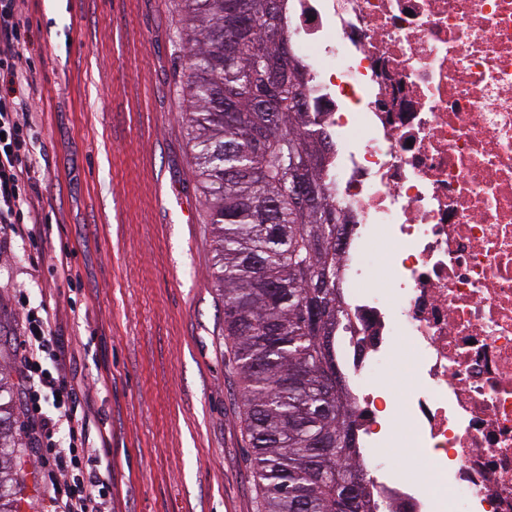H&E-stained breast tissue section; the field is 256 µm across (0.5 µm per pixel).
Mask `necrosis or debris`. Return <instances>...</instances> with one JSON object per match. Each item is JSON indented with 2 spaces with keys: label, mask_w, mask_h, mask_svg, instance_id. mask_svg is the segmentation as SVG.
Segmentation results:
<instances>
[{
  "label": "necrosis or debris",
  "mask_w": 512,
  "mask_h": 512,
  "mask_svg": "<svg viewBox=\"0 0 512 512\" xmlns=\"http://www.w3.org/2000/svg\"><path fill=\"white\" fill-rule=\"evenodd\" d=\"M284 24L334 142L338 354L371 501L512 512V0H289ZM402 360L397 400L370 379ZM386 445L422 466L391 470Z\"/></svg>",
  "instance_id": "1"
}]
</instances>
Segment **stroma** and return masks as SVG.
<instances>
[{
    "mask_svg": "<svg viewBox=\"0 0 512 512\" xmlns=\"http://www.w3.org/2000/svg\"><path fill=\"white\" fill-rule=\"evenodd\" d=\"M25 54L40 174L38 242L0 230V362L18 426L20 293L49 292L63 371L84 385L90 446L112 430V512H257L244 397L224 341L215 239L186 113L176 0H28ZM75 285L56 269L61 246ZM112 385L97 390L98 369ZM21 512H43L34 444Z\"/></svg>",
    "mask_w": 512,
    "mask_h": 512,
    "instance_id": "35a3bbf8",
    "label": "stroma"
}]
</instances>
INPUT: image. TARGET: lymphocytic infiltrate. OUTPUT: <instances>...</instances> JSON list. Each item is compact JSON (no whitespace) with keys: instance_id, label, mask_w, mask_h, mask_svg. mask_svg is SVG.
Returning a JSON list of instances; mask_svg holds the SVG:
<instances>
[{"instance_id":"f902f5d3","label":"lymphocytic infiltrate","mask_w":512,"mask_h":512,"mask_svg":"<svg viewBox=\"0 0 512 512\" xmlns=\"http://www.w3.org/2000/svg\"><path fill=\"white\" fill-rule=\"evenodd\" d=\"M26 0H0V224L21 239L36 236L24 221L34 212L40 159L34 152L29 112L20 86L29 41L21 21ZM25 330L16 342L28 411L42 466L50 512H112V459L89 456L88 425L79 411L78 389L65 374L51 373L44 361L61 363L62 349L51 325L46 301L27 306Z\"/></svg>"}]
</instances>
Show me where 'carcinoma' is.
Instances as JSON below:
<instances>
[{"label": "carcinoma", "mask_w": 512, "mask_h": 512, "mask_svg": "<svg viewBox=\"0 0 512 512\" xmlns=\"http://www.w3.org/2000/svg\"><path fill=\"white\" fill-rule=\"evenodd\" d=\"M192 71L188 123L216 237L224 338L245 399L259 512H373L356 462L355 396L336 377L347 313L338 283L343 223L324 178L330 144L305 99L304 68L285 28V0H180ZM278 84L275 103L264 78ZM302 185L306 194L296 195ZM322 313L320 321L310 311ZM19 428L0 403V512H20Z\"/></svg>", "instance_id": "carcinoma-1"}]
</instances>
